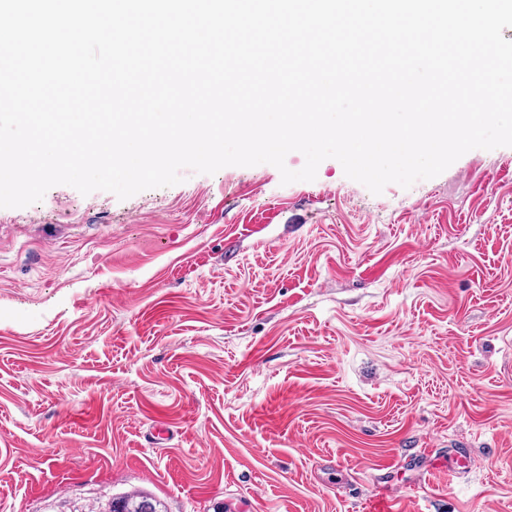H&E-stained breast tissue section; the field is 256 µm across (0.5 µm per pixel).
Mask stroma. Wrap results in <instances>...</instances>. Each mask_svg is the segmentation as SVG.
<instances>
[{"instance_id": "1", "label": "stroma", "mask_w": 512, "mask_h": 512, "mask_svg": "<svg viewBox=\"0 0 512 512\" xmlns=\"http://www.w3.org/2000/svg\"><path fill=\"white\" fill-rule=\"evenodd\" d=\"M183 175L0 208V512H512V147ZM135 502H142L149 507L148 509H141L140 511L149 510V512H167L163 501L149 493L141 491L123 494L120 497H113L112 500L99 507V512H136L128 511V508L132 507Z\"/></svg>"}]
</instances>
